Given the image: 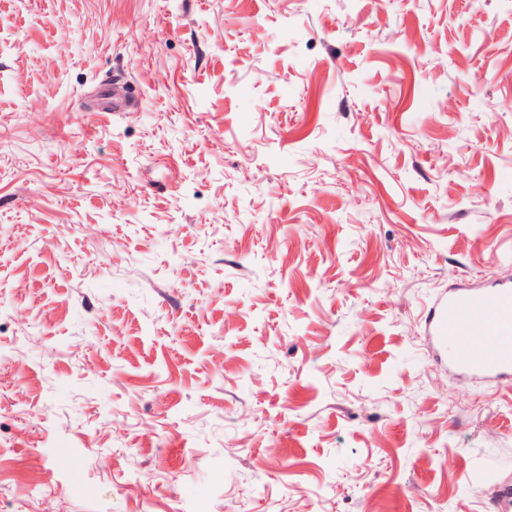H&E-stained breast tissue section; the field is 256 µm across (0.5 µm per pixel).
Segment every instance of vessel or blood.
Segmentation results:
<instances>
[{"label": "vessel or blood", "mask_w": 512, "mask_h": 512, "mask_svg": "<svg viewBox=\"0 0 512 512\" xmlns=\"http://www.w3.org/2000/svg\"><path fill=\"white\" fill-rule=\"evenodd\" d=\"M481 344H474V337ZM430 341L449 368L480 378L512 380V284L461 287L439 298L428 318Z\"/></svg>", "instance_id": "1"}]
</instances>
